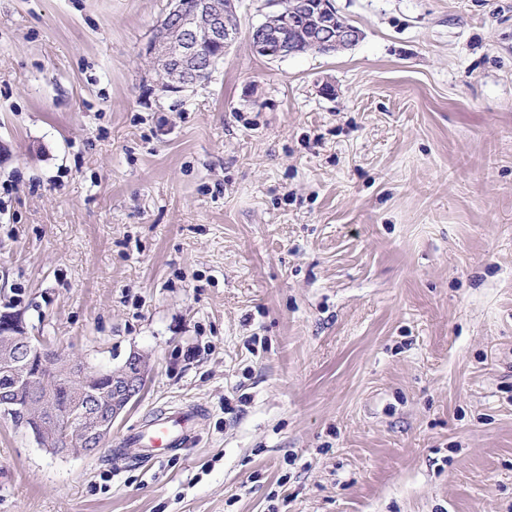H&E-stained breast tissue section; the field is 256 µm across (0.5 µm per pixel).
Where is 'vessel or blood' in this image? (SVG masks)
<instances>
[{
    "mask_svg": "<svg viewBox=\"0 0 512 512\" xmlns=\"http://www.w3.org/2000/svg\"><path fill=\"white\" fill-rule=\"evenodd\" d=\"M198 410H175L164 413L144 427L131 429L122 439V445L141 449L142 460L150 461L164 453L186 447L189 429L198 417Z\"/></svg>",
    "mask_w": 512,
    "mask_h": 512,
    "instance_id": "b4317fda",
    "label": "vessel or blood"
}]
</instances>
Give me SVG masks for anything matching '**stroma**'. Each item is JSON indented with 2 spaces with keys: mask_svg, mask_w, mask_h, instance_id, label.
Segmentation results:
<instances>
[{
  "mask_svg": "<svg viewBox=\"0 0 512 512\" xmlns=\"http://www.w3.org/2000/svg\"><path fill=\"white\" fill-rule=\"evenodd\" d=\"M334 6L356 46L271 61L240 0L176 93L169 0H0V315L151 360L93 456L0 418V512H512V0ZM199 415L201 412L198 409L164 412L158 420L139 429H131L119 444L141 448V458L145 462L155 460L166 452L188 445L190 426Z\"/></svg>",
  "mask_w": 512,
  "mask_h": 512,
  "instance_id": "stroma-1",
  "label": "stroma"
}]
</instances>
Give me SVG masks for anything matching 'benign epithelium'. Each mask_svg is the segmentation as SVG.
I'll return each instance as SVG.
<instances>
[{"label":"benign epithelium","mask_w":512,"mask_h":512,"mask_svg":"<svg viewBox=\"0 0 512 512\" xmlns=\"http://www.w3.org/2000/svg\"><path fill=\"white\" fill-rule=\"evenodd\" d=\"M276 10L252 28L253 50L271 60L298 53L287 32L306 30L314 48L339 52L355 46L361 33L353 25L336 23L332 0H270ZM234 0H196L187 10L182 0L155 26L145 47L160 66L165 88L180 92L206 74L211 60L202 55L206 44L226 48L237 36ZM0 339V415L20 416V425L35 442L55 454L81 456L99 450L112 437L114 424L138 395L146 377L147 356L133 351L115 368L103 369L72 360L10 323ZM70 395L59 408L60 390Z\"/></svg>","instance_id":"benign-epithelium-1"}]
</instances>
